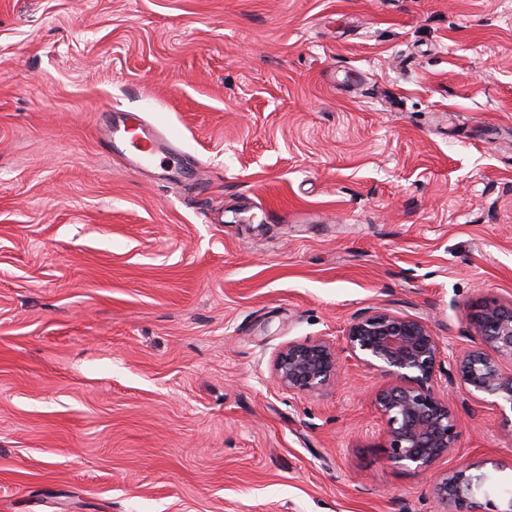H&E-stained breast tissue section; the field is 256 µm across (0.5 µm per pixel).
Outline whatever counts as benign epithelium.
<instances>
[{
	"label": "benign epithelium",
	"mask_w": 512,
	"mask_h": 512,
	"mask_svg": "<svg viewBox=\"0 0 512 512\" xmlns=\"http://www.w3.org/2000/svg\"><path fill=\"white\" fill-rule=\"evenodd\" d=\"M471 325L480 345L448 358L444 372L443 347L425 321L373 311L349 323L341 348L326 337L289 342L274 358V378L292 393H318L339 376L345 352L386 373L390 382L375 394L374 405L388 460L430 476L439 501L451 512H512V494L502 496L503 508L489 498L484 505L478 501L489 476L471 473L472 465L436 470L459 435L442 378L459 383L475 400L512 410V302L483 304Z\"/></svg>",
	"instance_id": "7a95c632"
}]
</instances>
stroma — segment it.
<instances>
[{
  "mask_svg": "<svg viewBox=\"0 0 512 512\" xmlns=\"http://www.w3.org/2000/svg\"><path fill=\"white\" fill-rule=\"evenodd\" d=\"M491 300L512 0H0V512H445L381 373L273 360L374 310L452 355ZM448 397L440 470L512 488V418ZM132 129V131H125L130 134L131 140L134 135L138 137L139 147H137V149L141 152L142 159L145 161L150 160L156 153L160 151V143L158 137L155 134L144 130L142 127Z\"/></svg>",
  "mask_w": 512,
  "mask_h": 512,
  "instance_id": "obj_1",
  "label": "stroma"
}]
</instances>
